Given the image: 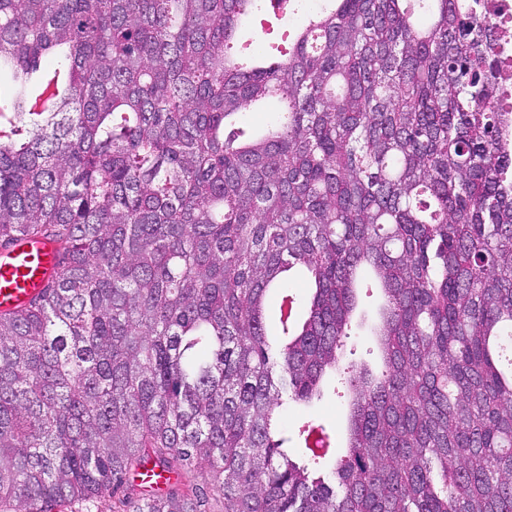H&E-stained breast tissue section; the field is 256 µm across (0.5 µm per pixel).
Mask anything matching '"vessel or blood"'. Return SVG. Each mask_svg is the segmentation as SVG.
<instances>
[{"mask_svg": "<svg viewBox=\"0 0 512 512\" xmlns=\"http://www.w3.org/2000/svg\"><path fill=\"white\" fill-rule=\"evenodd\" d=\"M55 271L51 246L20 242L0 249V310L27 303Z\"/></svg>", "mask_w": 512, "mask_h": 512, "instance_id": "b4317fda", "label": "vessel or blood"}]
</instances>
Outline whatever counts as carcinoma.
Masks as SVG:
<instances>
[{"label":"carcinoma","instance_id":"obj_1","mask_svg":"<svg viewBox=\"0 0 512 512\" xmlns=\"http://www.w3.org/2000/svg\"><path fill=\"white\" fill-rule=\"evenodd\" d=\"M307 2L0 0V247L59 267L0 312V512H512L496 26L458 0ZM251 23L272 41L240 43ZM267 101L288 110L256 134ZM365 269L376 373L347 348ZM330 369L332 459L322 423H280ZM148 464L183 489L144 496ZM344 401L331 393L312 409L292 406L288 409L286 421L289 428H293L298 421L308 413L315 414L325 419L327 423L336 429V438L333 441V454L339 455L345 444V412Z\"/></svg>","mask_w":512,"mask_h":512}]
</instances>
